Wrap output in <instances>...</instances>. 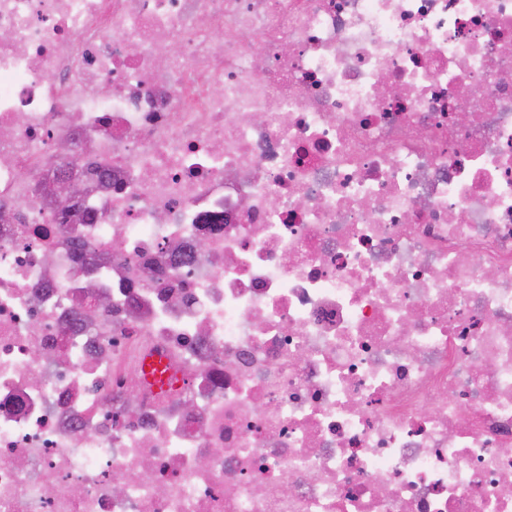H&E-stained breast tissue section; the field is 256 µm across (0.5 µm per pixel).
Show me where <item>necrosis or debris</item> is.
Masks as SVG:
<instances>
[{
	"label": "necrosis or debris",
	"mask_w": 512,
	"mask_h": 512,
	"mask_svg": "<svg viewBox=\"0 0 512 512\" xmlns=\"http://www.w3.org/2000/svg\"><path fill=\"white\" fill-rule=\"evenodd\" d=\"M0 512H512V0H0ZM60 175L52 182L49 193L53 195L59 209L72 208L82 197L78 191L81 186V176L76 174L73 165L64 167Z\"/></svg>",
	"instance_id": "4bbe7bcc"
}]
</instances>
